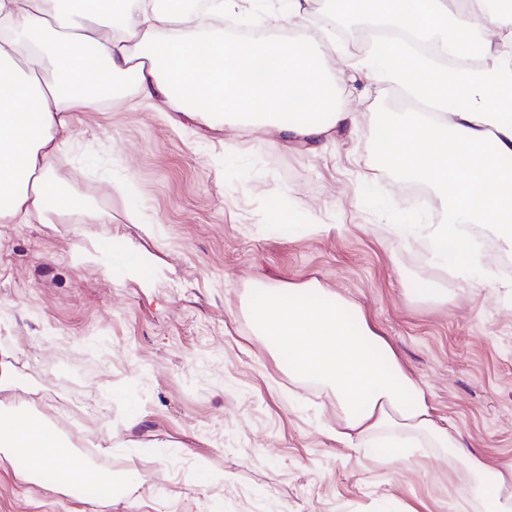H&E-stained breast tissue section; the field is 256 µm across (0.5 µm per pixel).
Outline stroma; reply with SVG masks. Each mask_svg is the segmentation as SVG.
Listing matches in <instances>:
<instances>
[{"mask_svg": "<svg viewBox=\"0 0 512 512\" xmlns=\"http://www.w3.org/2000/svg\"><path fill=\"white\" fill-rule=\"evenodd\" d=\"M354 121L323 149L246 124L209 126L127 86L73 116L53 177L85 208L0 223V364L43 396L59 430L108 443L126 478L111 505L23 481L0 455V512H484L465 468L415 435L340 437L331 391L290 378L245 314L255 288L318 282L359 305L425 391L435 422L491 466L512 463V298L478 269L431 261L436 221L374 147L399 111L392 85L352 82ZM149 255L138 271L81 263L102 244ZM447 304L411 299L421 282Z\"/></svg>", "mask_w": 512, "mask_h": 512, "instance_id": "35a3bbf8", "label": "stroma"}]
</instances>
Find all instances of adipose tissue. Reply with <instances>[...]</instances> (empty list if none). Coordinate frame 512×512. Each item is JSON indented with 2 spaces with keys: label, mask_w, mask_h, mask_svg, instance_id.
Returning <instances> with one entry per match:
<instances>
[{
  "label": "adipose tissue",
  "mask_w": 512,
  "mask_h": 512,
  "mask_svg": "<svg viewBox=\"0 0 512 512\" xmlns=\"http://www.w3.org/2000/svg\"><path fill=\"white\" fill-rule=\"evenodd\" d=\"M346 15H384L442 52L470 50L480 68L441 84L437 67L398 47L358 65L370 85L396 83L424 102L422 112H391L374 128L382 164L429 184L442 220L427 225L441 263L485 265L470 228L490 224L512 245V8L487 0H338ZM239 0H209L206 13L163 0H0V223H49L79 202L52 180L72 113L94 112L115 76L134 75L138 92L206 123L257 124L281 139L319 146L353 119L336 102L335 58L317 38L263 44L212 35L210 21ZM245 312L256 332L283 352L289 376L330 389L348 434L387 427L430 434L476 479L486 512H512V463L492 467L436 426L423 389L371 328L362 308L318 283L252 291ZM0 373V455L25 463L28 478L55 475L56 491L94 487L111 504L123 476L71 451L33 401L16 402Z\"/></svg>",
  "instance_id": "obj_1"
}]
</instances>
